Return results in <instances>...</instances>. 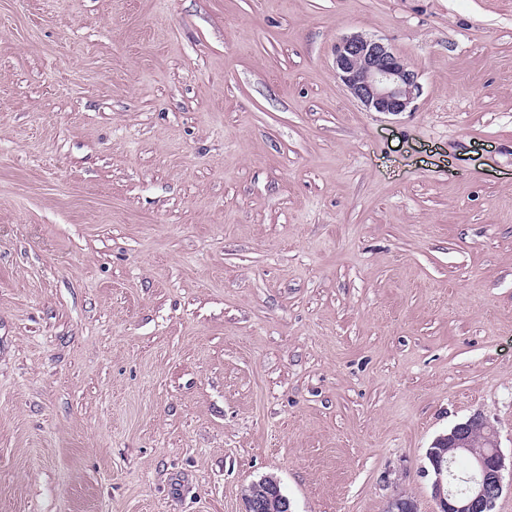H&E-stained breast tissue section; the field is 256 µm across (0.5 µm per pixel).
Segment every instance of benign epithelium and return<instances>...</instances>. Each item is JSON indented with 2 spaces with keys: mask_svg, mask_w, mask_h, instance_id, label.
Returning a JSON list of instances; mask_svg holds the SVG:
<instances>
[{
  "mask_svg": "<svg viewBox=\"0 0 512 512\" xmlns=\"http://www.w3.org/2000/svg\"><path fill=\"white\" fill-rule=\"evenodd\" d=\"M332 56L337 78L370 111L406 112L420 94L418 73L382 38L359 32L345 35L333 45ZM450 450L467 459L475 471L462 493L448 483L445 454ZM426 459L436 512H493L503 492V471L512 470V457H506L495 429L479 414L437 438ZM245 512H291L290 502L281 494L277 480L265 477L249 487ZM387 512L418 509L413 499L397 495L389 501Z\"/></svg>",
  "mask_w": 512,
  "mask_h": 512,
  "instance_id": "benign-epithelium-1",
  "label": "benign epithelium"
}]
</instances>
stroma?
Wrapping results in <instances>:
<instances>
[{
    "label": "stroma",
    "mask_w": 512,
    "mask_h": 512,
    "mask_svg": "<svg viewBox=\"0 0 512 512\" xmlns=\"http://www.w3.org/2000/svg\"><path fill=\"white\" fill-rule=\"evenodd\" d=\"M477 413L511 453L512 0H0V512H435ZM332 56L337 78L369 111L407 112L420 94L418 73L382 38L345 35L333 45ZM245 512H291L290 502L281 494L277 480L265 477L249 487Z\"/></svg>",
    "instance_id": "35a3bbf8"
}]
</instances>
